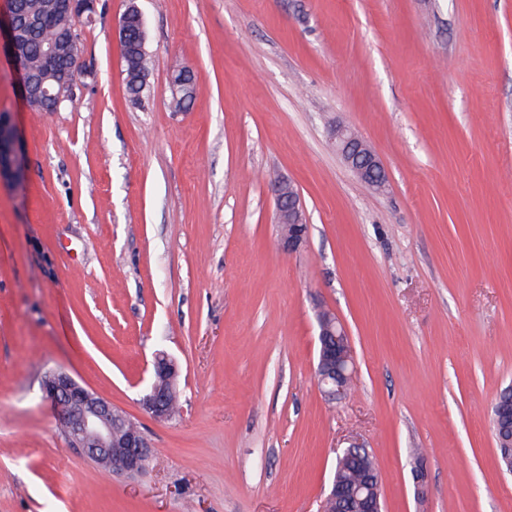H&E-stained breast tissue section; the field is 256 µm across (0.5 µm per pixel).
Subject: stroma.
<instances>
[{"label": "stroma", "mask_w": 512, "mask_h": 512, "mask_svg": "<svg viewBox=\"0 0 512 512\" xmlns=\"http://www.w3.org/2000/svg\"><path fill=\"white\" fill-rule=\"evenodd\" d=\"M152 67L124 93L126 0L79 23L80 96L33 112L0 55L25 175L0 184V512H323L355 437L385 512H512L491 425L512 388V0H136ZM198 75L186 112L169 77ZM378 155L377 192L331 125ZM309 235L284 253L272 182ZM354 390L317 383L318 306ZM181 418L142 407L156 353ZM63 369L153 448L119 479L70 448ZM424 468L417 495L415 466Z\"/></svg>", "instance_id": "stroma-1"}]
</instances>
